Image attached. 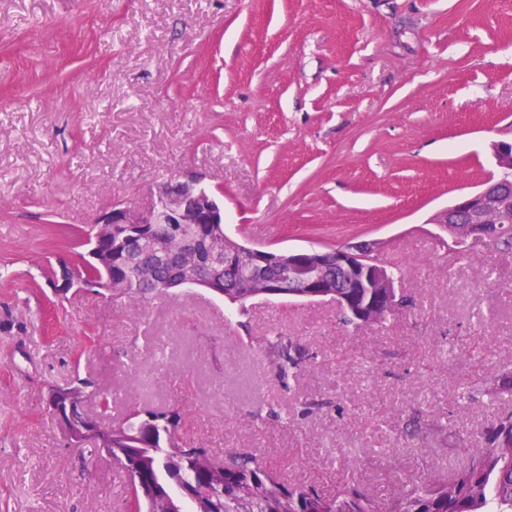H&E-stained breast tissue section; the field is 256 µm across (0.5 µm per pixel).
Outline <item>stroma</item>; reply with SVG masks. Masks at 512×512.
<instances>
[{"instance_id": "35a3bbf8", "label": "stroma", "mask_w": 512, "mask_h": 512, "mask_svg": "<svg viewBox=\"0 0 512 512\" xmlns=\"http://www.w3.org/2000/svg\"><path fill=\"white\" fill-rule=\"evenodd\" d=\"M512 136V0H0V512H124L112 462L69 446L47 388L73 375L112 416L170 406L180 441L237 449L335 492L446 476L500 405L458 408L471 339L512 364V253L459 259L428 217ZM191 172L224 230L273 250L384 244L415 307L343 328L335 301L258 297L225 322L178 300L59 298L45 224L88 230ZM313 354L282 378L260 346ZM319 403L307 413L304 403ZM420 447L400 438L416 411Z\"/></svg>"}]
</instances>
